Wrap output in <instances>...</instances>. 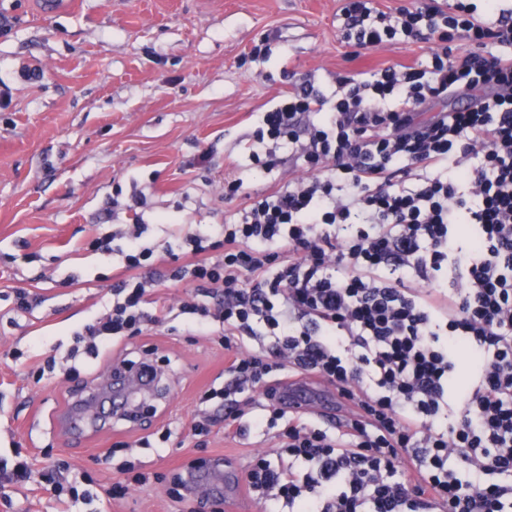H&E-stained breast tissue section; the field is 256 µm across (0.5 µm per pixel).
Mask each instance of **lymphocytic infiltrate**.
<instances>
[{"label": "lymphocytic infiltrate", "instance_id": "1", "mask_svg": "<svg viewBox=\"0 0 512 512\" xmlns=\"http://www.w3.org/2000/svg\"><path fill=\"white\" fill-rule=\"evenodd\" d=\"M342 0L344 43H423L416 65L289 92L255 130L253 163L305 178L186 231L194 283L149 310L154 249L124 241L127 278L77 333L72 373L95 372L148 325L186 317L233 358L192 430L274 432L245 483L281 512H512V7ZM459 282L449 287V272ZM312 376L350 404L325 423L278 406L276 383ZM263 400L241 402L248 390Z\"/></svg>", "mask_w": 512, "mask_h": 512}]
</instances>
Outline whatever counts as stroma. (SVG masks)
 I'll return each mask as SVG.
<instances>
[{
    "label": "stroma",
    "instance_id": "1",
    "mask_svg": "<svg viewBox=\"0 0 512 512\" xmlns=\"http://www.w3.org/2000/svg\"><path fill=\"white\" fill-rule=\"evenodd\" d=\"M42 2L0 0V88L11 93L0 107V459L27 456L38 474L66 461L84 490L122 480L125 462L143 461L161 482L131 486L125 497L95 500L80 512H183L167 492L171 473L217 457L243 473L255 452L276 444L217 426L207 447H198L190 422L202 391L224 372L222 345L163 325L129 340L127 359L157 365L167 393L154 398L158 412L141 426L115 420L80 445L55 418L67 390L94 392L102 373L38 382L12 352L63 357L74 331L95 320L126 278L119 252L92 245L131 221L113 211V201L145 194L140 221L157 246L146 269L164 275L152 299L172 304L191 285L169 279L187 259L165 254L163 243L181 226L202 230L237 212L243 200L225 197L227 181L263 193L301 175L290 164L271 174L252 164V134L264 112L307 79L328 93L336 73L409 65L425 47L346 46L336 28L341 0H75L54 14ZM21 292L39 297V306L18 311ZM60 510L41 481L0 499V512Z\"/></svg>",
    "mask_w": 512,
    "mask_h": 512
}]
</instances>
